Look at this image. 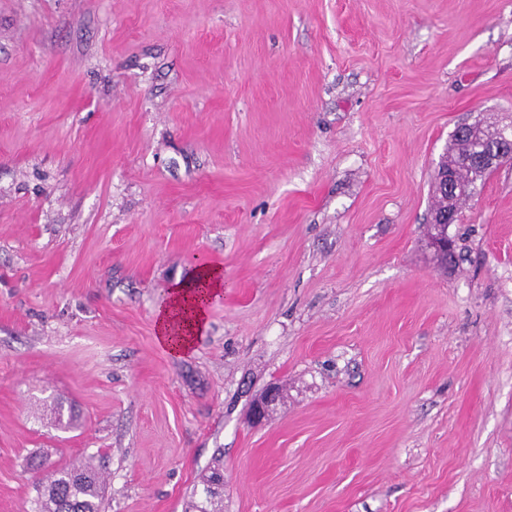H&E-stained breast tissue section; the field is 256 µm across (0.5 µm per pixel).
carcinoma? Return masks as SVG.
<instances>
[{"instance_id": "1", "label": "carcinoma", "mask_w": 512, "mask_h": 512, "mask_svg": "<svg viewBox=\"0 0 512 512\" xmlns=\"http://www.w3.org/2000/svg\"><path fill=\"white\" fill-rule=\"evenodd\" d=\"M472 151L468 137L453 133L448 147V167L457 171L460 184L470 188L461 193L456 204H461L484 183L485 172L465 163ZM104 473L88 463L73 461L49 471L37 487L36 512H101ZM199 500L191 501L192 512H224V474L215 469L200 481Z\"/></svg>"}]
</instances>
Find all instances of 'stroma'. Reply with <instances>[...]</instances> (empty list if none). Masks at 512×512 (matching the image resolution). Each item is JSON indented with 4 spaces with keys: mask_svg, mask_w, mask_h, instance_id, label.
Returning <instances> with one entry per match:
<instances>
[{
    "mask_svg": "<svg viewBox=\"0 0 512 512\" xmlns=\"http://www.w3.org/2000/svg\"><path fill=\"white\" fill-rule=\"evenodd\" d=\"M478 120L512 0H0V512L76 459L104 512L218 459L224 512H512V163L427 242ZM192 255L224 288L176 358ZM459 127L456 128L452 135L451 142L448 147V157L444 160L448 168H439L436 174V188L441 185L443 192L446 195L452 196L453 193L464 192L465 189L460 185L469 186V193H461L456 199L457 207L463 201H466L471 197L476 189L478 183L481 185L484 183L486 177L490 173H485L484 170L478 171L475 166L467 165L465 160L467 155L472 151V142L468 139V136H460L458 134ZM457 171V178L460 185L455 181L453 170ZM486 174V175H485ZM441 192L437 194H442ZM457 217L458 211L448 207V209H435L431 218V224L435 225L437 232L429 239V246L437 254L436 258L440 264L447 267L448 263L438 255L447 256L448 260L455 255V243L448 237V226L455 224ZM224 277L219 267L198 268L168 289L155 311L158 343L174 356H186L207 325L211 302L220 296Z\"/></svg>",
    "mask_w": 512,
    "mask_h": 512,
    "instance_id": "stroma-1",
    "label": "stroma"
}]
</instances>
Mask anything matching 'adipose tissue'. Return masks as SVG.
Instances as JSON below:
<instances>
[{"mask_svg": "<svg viewBox=\"0 0 512 512\" xmlns=\"http://www.w3.org/2000/svg\"><path fill=\"white\" fill-rule=\"evenodd\" d=\"M224 287V277L217 267L198 268L182 282L171 286L155 311L156 338L170 354H189L207 325L211 302Z\"/></svg>", "mask_w": 512, "mask_h": 512, "instance_id": "adipose-tissue-1", "label": "adipose tissue"}]
</instances>
